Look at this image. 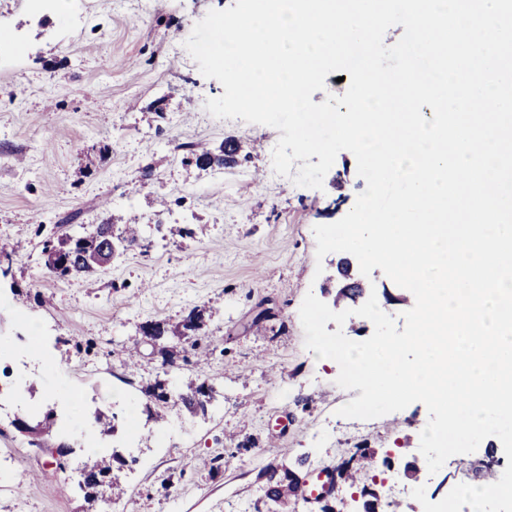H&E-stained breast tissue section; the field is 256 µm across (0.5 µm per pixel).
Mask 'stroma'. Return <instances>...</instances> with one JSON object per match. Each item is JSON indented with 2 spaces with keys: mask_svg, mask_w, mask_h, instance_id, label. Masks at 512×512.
Segmentation results:
<instances>
[{
  "mask_svg": "<svg viewBox=\"0 0 512 512\" xmlns=\"http://www.w3.org/2000/svg\"><path fill=\"white\" fill-rule=\"evenodd\" d=\"M234 3L70 0L37 13L28 0H0V243L24 245L0 279V336L26 333L40 348L22 385L0 374V461L15 470L14 483L0 486V512H268L266 464L302 458L306 470L333 471L357 444L343 429L312 438L322 412L359 392L338 389V369L306 348L299 309L325 281L344 284L353 255L317 257L313 228L344 217L366 182L344 150L323 189L297 186L273 170L278 130L206 111L224 89L184 43L209 10ZM230 139L233 161L196 166L191 147L218 157ZM104 222L138 225L136 244L88 275L49 272L42 243L58 226L84 236ZM365 283L404 326L412 304L403 288L378 268ZM265 300L273 318L251 326ZM195 309L209 354L194 357L170 336L163 346L177 357L166 365L143 326L175 324ZM158 380L179 390L206 382L207 414L148 421L142 388ZM48 410L55 425L39 447L15 421ZM407 411L412 421L384 415L365 437L373 489L392 474L431 494L502 447L488 437L429 474L417 451L427 408ZM84 412L113 416L114 432L79 422ZM114 450L143 463L121 470L122 497L106 490L87 500L85 463ZM217 456L215 474L204 462Z\"/></svg>",
  "mask_w": 512,
  "mask_h": 512,
  "instance_id": "1",
  "label": "stroma"
}]
</instances>
